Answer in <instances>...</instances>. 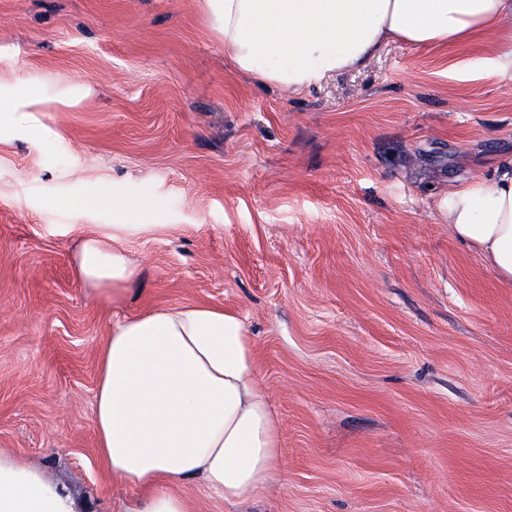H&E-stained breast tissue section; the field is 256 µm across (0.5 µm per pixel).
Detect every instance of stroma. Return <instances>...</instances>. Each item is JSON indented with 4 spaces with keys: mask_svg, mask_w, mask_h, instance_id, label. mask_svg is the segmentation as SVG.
Returning <instances> with one entry per match:
<instances>
[{
    "mask_svg": "<svg viewBox=\"0 0 512 512\" xmlns=\"http://www.w3.org/2000/svg\"><path fill=\"white\" fill-rule=\"evenodd\" d=\"M495 44L393 42L292 94L235 71L204 0H0V91L31 99L0 132V454L124 512L99 349L202 304L252 336L285 460L250 502L180 484L199 512H512V283L437 211L512 159ZM111 224L137 268L113 305L71 263Z\"/></svg>",
    "mask_w": 512,
    "mask_h": 512,
    "instance_id": "obj_1",
    "label": "stroma"
}]
</instances>
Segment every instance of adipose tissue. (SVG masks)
<instances>
[{
  "label": "adipose tissue",
  "mask_w": 512,
  "mask_h": 512,
  "mask_svg": "<svg viewBox=\"0 0 512 512\" xmlns=\"http://www.w3.org/2000/svg\"><path fill=\"white\" fill-rule=\"evenodd\" d=\"M240 73L291 92L364 69L385 44L466 45L497 35L487 65L512 79V0H205ZM438 212L454 236L512 283V160L449 186ZM78 283L120 302L134 266L108 232L79 237ZM113 477L142 489L125 512H195L176 491L201 481L227 502L263 496L282 463L280 420L253 340L235 314L204 305L147 308L113 321L94 403ZM0 512H75L30 464L0 456Z\"/></svg>",
  "instance_id": "1"
}]
</instances>
